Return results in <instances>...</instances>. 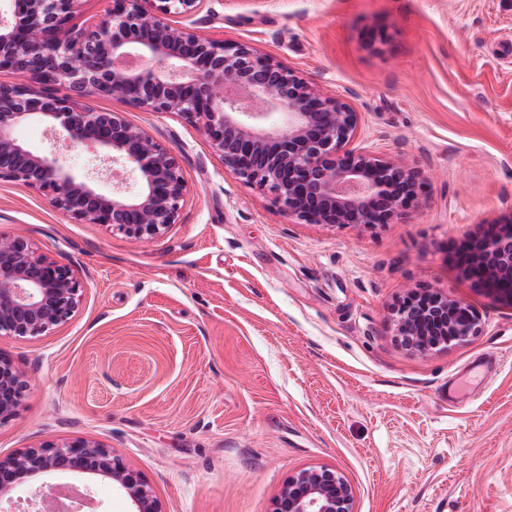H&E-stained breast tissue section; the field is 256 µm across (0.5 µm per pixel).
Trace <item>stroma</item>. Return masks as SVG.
I'll use <instances>...</instances> for the list:
<instances>
[{
    "label": "stroma",
    "instance_id": "1",
    "mask_svg": "<svg viewBox=\"0 0 512 512\" xmlns=\"http://www.w3.org/2000/svg\"><path fill=\"white\" fill-rule=\"evenodd\" d=\"M172 20L349 102L355 147L429 188L397 224H300L196 122L88 99L172 150L187 194L143 241L0 182V234L80 284L65 323L0 335L27 383L0 456L102 443L162 512H271L310 466L349 480L355 512H512V306L473 288L456 255L512 216V0H206ZM417 288L471 305L481 333L402 347L391 309Z\"/></svg>",
    "mask_w": 512,
    "mask_h": 512
}]
</instances>
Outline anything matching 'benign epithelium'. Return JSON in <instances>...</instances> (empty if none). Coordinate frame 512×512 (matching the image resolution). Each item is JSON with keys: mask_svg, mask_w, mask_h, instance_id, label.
I'll use <instances>...</instances> for the list:
<instances>
[{"mask_svg": "<svg viewBox=\"0 0 512 512\" xmlns=\"http://www.w3.org/2000/svg\"><path fill=\"white\" fill-rule=\"evenodd\" d=\"M79 0H6L0 6V71L25 74L18 92L0 84V181L47 196L76 224H101L148 240L175 223L187 193L176 154L120 112L84 105L90 97L122 100L151 112L191 119L232 174L266 189L283 212L304 224L373 227L402 221L428 187L417 168L353 149L360 115L324 95L274 57L220 41L167 20L204 0H103L102 13L73 22ZM64 86L66 95L54 92ZM277 112L278 126L266 125ZM40 122L55 139L48 152L19 141L16 129ZM93 148L84 172L65 155ZM463 275L481 287L512 283V223L489 224L467 240ZM79 283L66 265L36 254L21 236L0 235V335L39 336L65 322ZM402 346L422 353L481 332L469 305L435 288L410 290L392 309ZM25 388L0 357V424L15 415ZM71 472L101 476L128 496L132 512H162L141 473L112 449L79 440L25 448L0 457V499L29 478ZM42 512L59 496L34 490ZM355 492L339 471L304 468L285 483L272 512H354Z\"/></svg>", "mask_w": 512, "mask_h": 512, "instance_id": "obj_1", "label": "benign epithelium"}]
</instances>
